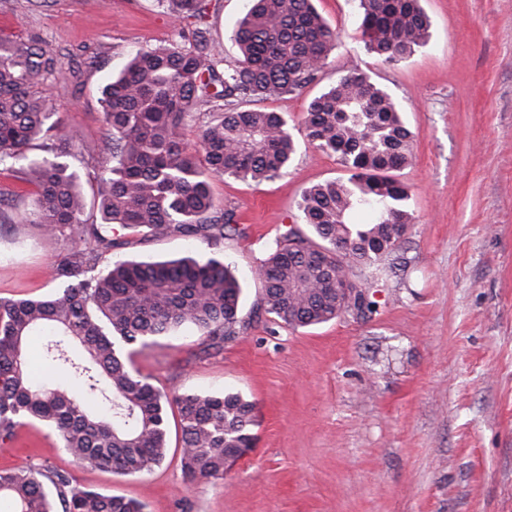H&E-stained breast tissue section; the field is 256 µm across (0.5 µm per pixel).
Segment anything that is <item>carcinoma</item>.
I'll return each mask as SVG.
<instances>
[{
  "label": "carcinoma",
  "mask_w": 512,
  "mask_h": 512,
  "mask_svg": "<svg viewBox=\"0 0 512 512\" xmlns=\"http://www.w3.org/2000/svg\"><path fill=\"white\" fill-rule=\"evenodd\" d=\"M172 14L202 19L207 0H166ZM366 50L386 61L410 56L429 38L421 0H358ZM232 40L239 55L221 65L206 32L188 43L137 50L102 92L112 157L82 175L66 162L79 145L53 120L47 87L59 59L40 44L0 35V171L32 198L23 224L79 241L56 266L59 290L41 298L0 299V437L27 421L49 423L79 461L120 475L150 472L167 458V408L177 409L181 464L193 480L222 479L227 463L252 447L254 405L237 393L160 391L137 375L128 346L187 333L217 348L249 327L239 316L243 286L217 248L239 233L230 209L216 208L210 181L260 184L284 173L297 151L287 120L252 106L316 82L336 33L312 0H248ZM210 108L199 147L182 127ZM306 136L350 172L306 188L299 223L284 226L256 268L260 309L297 329L327 323L350 308L347 288L368 292L352 268L372 269L397 251L413 214L398 172L411 161L414 133L392 98L352 70L315 97ZM204 162H199L198 154ZM101 186L87 209L83 181ZM158 234L206 244L213 252L163 261L112 259L126 241ZM47 332L44 366L67 379L38 377L27 354ZM13 512H145L142 503L85 489L43 467L0 471V499Z\"/></svg>",
  "instance_id": "carcinoma-1"
}]
</instances>
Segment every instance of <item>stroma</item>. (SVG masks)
<instances>
[{
    "label": "stroma",
    "instance_id": "obj_1",
    "mask_svg": "<svg viewBox=\"0 0 512 512\" xmlns=\"http://www.w3.org/2000/svg\"><path fill=\"white\" fill-rule=\"evenodd\" d=\"M205 19H174L160 0H0V31L62 61L48 94L89 154L111 132L101 90L137 49L207 31L224 62L246 0H208ZM338 38L320 81L261 101L297 142L288 170L247 184L211 181L240 234L225 261L243 285L246 332L218 351L190 336L135 347L138 375L161 391L233 392L253 403L254 441L223 478L189 481L177 413L170 452L153 471L121 476L79 462L34 422L0 439V469L40 464L78 486L145 504V512H512V0H422L430 38L389 63L367 52L355 0H315ZM394 99L415 134L400 178L414 215L374 289L376 311L293 330L259 310L253 271L264 244L298 216L302 191L345 177L315 149L311 100L352 70ZM72 250L27 225L0 226V298L43 296ZM181 237H130L115 257L194 256Z\"/></svg>",
    "mask_w": 512,
    "mask_h": 512
}]
</instances>
